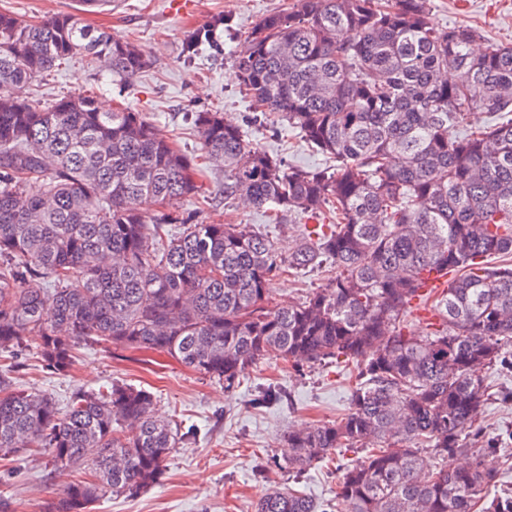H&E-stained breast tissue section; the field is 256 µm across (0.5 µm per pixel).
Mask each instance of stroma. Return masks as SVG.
Instances as JSON below:
<instances>
[{
  "label": "stroma",
  "mask_w": 512,
  "mask_h": 512,
  "mask_svg": "<svg viewBox=\"0 0 512 512\" xmlns=\"http://www.w3.org/2000/svg\"><path fill=\"white\" fill-rule=\"evenodd\" d=\"M292 0H109L86 9L79 0H0L38 20L57 14L78 15L86 24L129 40L150 55V69L127 82L104 66L76 57L53 70L41 89L23 85L17 96L52 99L94 90L104 109L125 101L145 113L186 154L198 143L189 121L194 112H223L242 125L251 146L311 170L328 159L308 150L297 132L276 119H256L255 105L233 79L234 52L253 25L265 15L287 9ZM430 17L438 31L451 26L477 29L488 43H512V0H430ZM210 30L193 59H185L188 34ZM224 177L210 175L212 201L201 218L226 224H249L272 238L282 253L291 252L303 221L269 223L259 210L233 203L225 206ZM328 267L309 268L275 281L279 303L304 298L325 284ZM490 386L478 422L497 439L496 451L482 454L485 468L497 474L493 494L512 498V370L492 366L482 371ZM19 389L49 395L66 412L77 390L123 384L151 393L157 417L175 422L180 442L166 460L157 485L136 496L108 495L92 512H254L273 488H291L316 503L336 498L338 465L351 452L335 451L309 469L288 468L289 431L335 420L351 404L347 370L332 365L292 368L282 361L258 363L234 388L209 379L154 350L107 349L78 344L75 362L65 373L46 370L33 353L20 358L13 373ZM277 400L257 404L262 392ZM76 473L58 471L44 449L32 448L0 460V512H44L47 501L75 481Z\"/></svg>",
  "instance_id": "1"
}]
</instances>
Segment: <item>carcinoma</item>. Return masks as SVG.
<instances>
[{
  "instance_id": "cac0c4a2",
  "label": "carcinoma",
  "mask_w": 512,
  "mask_h": 512,
  "mask_svg": "<svg viewBox=\"0 0 512 512\" xmlns=\"http://www.w3.org/2000/svg\"><path fill=\"white\" fill-rule=\"evenodd\" d=\"M428 4L293 0L239 46L233 79L260 117L336 161L316 171L250 146L222 112L195 113V163L143 113L102 112L91 93L15 99L14 87L77 55L130 82L152 61L75 14L33 22L0 10V455L45 448L55 468L95 477L46 512L141 493L179 444L145 390L78 391L62 415L13 387L20 350L63 373L81 342L164 352L226 386L262 360L350 365V408L288 433L291 467L359 454L337 484L348 512H512L489 498L496 473L481 459L448 462L488 399L479 371L512 369V45L477 52L468 27L438 35ZM213 169L226 205L324 222L284 255L246 224L180 210L188 198L209 204ZM325 260L336 272L322 287L274 302V280ZM430 271L449 277L435 297ZM415 307L433 308L438 329L406 334ZM255 512L325 510L273 489Z\"/></svg>"
}]
</instances>
